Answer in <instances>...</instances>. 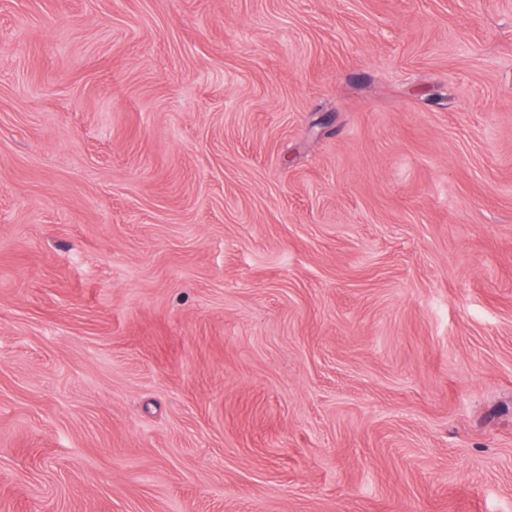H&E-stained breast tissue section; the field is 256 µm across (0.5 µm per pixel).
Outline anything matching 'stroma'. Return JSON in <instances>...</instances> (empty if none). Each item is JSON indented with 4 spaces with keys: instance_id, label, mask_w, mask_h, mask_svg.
Listing matches in <instances>:
<instances>
[{
    "instance_id": "35a3bbf8",
    "label": "stroma",
    "mask_w": 512,
    "mask_h": 512,
    "mask_svg": "<svg viewBox=\"0 0 512 512\" xmlns=\"http://www.w3.org/2000/svg\"><path fill=\"white\" fill-rule=\"evenodd\" d=\"M0 512H512V0H0Z\"/></svg>"
}]
</instances>
